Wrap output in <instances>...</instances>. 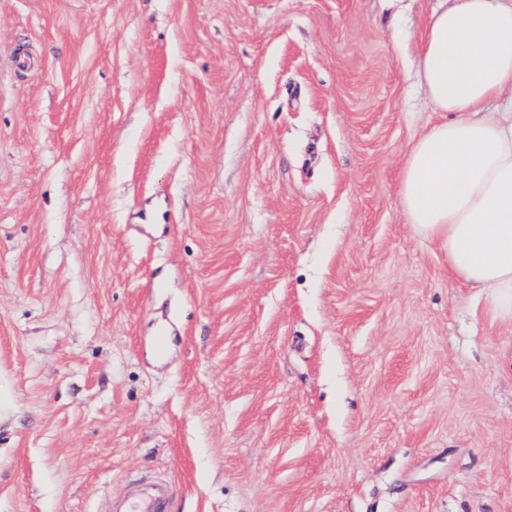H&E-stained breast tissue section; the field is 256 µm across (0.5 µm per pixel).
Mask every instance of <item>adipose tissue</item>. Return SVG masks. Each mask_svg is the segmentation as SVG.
Here are the masks:
<instances>
[{"instance_id":"adipose-tissue-1","label":"adipose tissue","mask_w":512,"mask_h":512,"mask_svg":"<svg viewBox=\"0 0 512 512\" xmlns=\"http://www.w3.org/2000/svg\"><path fill=\"white\" fill-rule=\"evenodd\" d=\"M420 54L433 109L449 118L404 159V214L512 322V0H442Z\"/></svg>"}]
</instances>
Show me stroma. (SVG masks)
<instances>
[{
  "mask_svg": "<svg viewBox=\"0 0 512 512\" xmlns=\"http://www.w3.org/2000/svg\"><path fill=\"white\" fill-rule=\"evenodd\" d=\"M439 0H0V512H512V324L403 213ZM174 487L167 479L136 483L115 498H109L104 512H168Z\"/></svg>",
  "mask_w": 512,
  "mask_h": 512,
  "instance_id": "35a3bbf8",
  "label": "stroma"
}]
</instances>
